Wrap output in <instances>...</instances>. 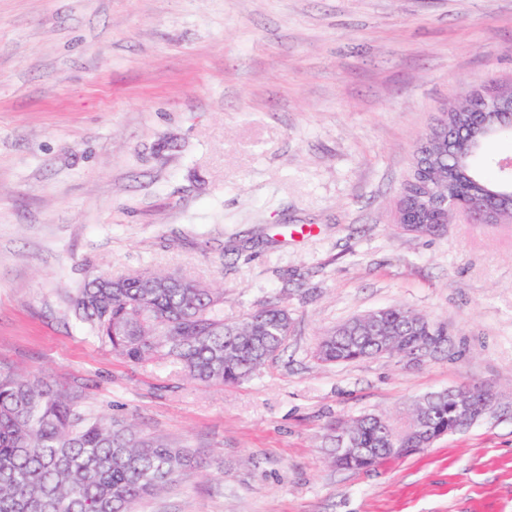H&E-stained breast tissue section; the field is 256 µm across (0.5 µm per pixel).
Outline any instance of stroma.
Segmentation results:
<instances>
[{"mask_svg":"<svg viewBox=\"0 0 512 512\" xmlns=\"http://www.w3.org/2000/svg\"><path fill=\"white\" fill-rule=\"evenodd\" d=\"M512 81V0H0V372L49 375L195 470L136 512H512V220L395 222L418 141L462 93ZM144 267L279 299L288 343L199 384L87 335L68 297ZM445 351L321 365L385 307ZM466 382L497 408L369 471L336 425Z\"/></svg>","mask_w":512,"mask_h":512,"instance_id":"1","label":"stroma"}]
</instances>
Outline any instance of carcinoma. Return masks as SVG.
Returning a JSON list of instances; mask_svg holds the SVG:
<instances>
[{
    "label": "carcinoma",
    "mask_w": 512,
    "mask_h": 512,
    "mask_svg": "<svg viewBox=\"0 0 512 512\" xmlns=\"http://www.w3.org/2000/svg\"><path fill=\"white\" fill-rule=\"evenodd\" d=\"M482 136L465 159L469 176L491 191L502 186L496 158ZM157 284L144 287L145 281ZM72 317L114 353L135 364L173 363L199 383H240L255 376L283 349L292 329L286 305L270 300L234 321H224V293L183 275L140 270L115 280L99 275L70 298ZM411 311H374L375 330L343 323L319 341L323 363L379 355L381 336H402L408 352L425 353L423 330ZM433 433L451 427L448 395L415 400ZM353 447L334 454L336 464L362 470L401 457L415 434L392 418L367 414L340 426ZM186 451L140 435L132 422L93 415L80 395L49 376L0 373V512H133L139 500L188 473Z\"/></svg>",
    "instance_id": "carcinoma-1"
}]
</instances>
